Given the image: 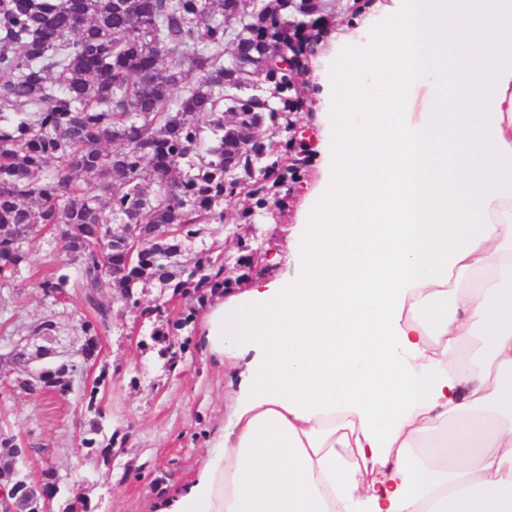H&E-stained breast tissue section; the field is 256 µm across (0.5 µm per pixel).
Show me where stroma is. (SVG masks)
I'll list each match as a JSON object with an SVG mask.
<instances>
[{"mask_svg":"<svg viewBox=\"0 0 512 512\" xmlns=\"http://www.w3.org/2000/svg\"><path fill=\"white\" fill-rule=\"evenodd\" d=\"M320 176L318 159H310L298 175L295 193L254 216L257 244L269 252L277 275L293 272L284 260L288 231ZM29 249L32 269L0 288V347L19 327L51 314L69 350H76L81 344L79 302L56 306L35 288L47 258L65 260L64 242L46 233L33 239ZM149 333V324L131 312L99 330L100 358L87 377L108 372L101 394L108 429L126 436L104 459H87L80 448L86 417L79 392L63 398L23 393L13 387L16 372L0 364V430L29 447L26 469L32 480L53 466L60 483L55 512L82 501L92 512H155L156 500L171 483L193 476L208 453L209 439L223 427L233 391L230 370L193 345L176 370H167L157 347L146 342Z\"/></svg>","mask_w":512,"mask_h":512,"instance_id":"obj_1","label":"stroma"}]
</instances>
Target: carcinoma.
<instances>
[{"label": "carcinoma", "instance_id": "carcinoma-1", "mask_svg": "<svg viewBox=\"0 0 512 512\" xmlns=\"http://www.w3.org/2000/svg\"><path fill=\"white\" fill-rule=\"evenodd\" d=\"M304 2L0 0V287L32 267L30 241L57 230L67 259L49 263L37 287L54 304L80 296L90 355L99 327L136 311L151 323L160 358L176 367L190 339L170 337L246 278L224 272V243L206 241L207 226L241 196L253 206L237 221L251 224L297 182L299 170L283 161L300 95L279 59ZM326 33L319 25L301 53L314 55ZM271 128L279 139L267 136ZM110 142L121 148L106 150ZM155 282L170 299L141 306ZM188 298L171 316L172 303ZM86 373L60 362L16 383L65 397ZM106 380L103 371L83 387L92 418L81 446L90 458L115 445L98 398ZM18 447L0 431V476Z\"/></svg>", "mask_w": 512, "mask_h": 512}]
</instances>
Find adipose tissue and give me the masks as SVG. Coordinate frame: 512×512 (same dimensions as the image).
Here are the masks:
<instances>
[{
    "mask_svg": "<svg viewBox=\"0 0 512 512\" xmlns=\"http://www.w3.org/2000/svg\"><path fill=\"white\" fill-rule=\"evenodd\" d=\"M364 27L314 70L292 274L205 310L234 403L156 512H512V0H393Z\"/></svg>",
    "mask_w": 512,
    "mask_h": 512,
    "instance_id": "obj_1",
    "label": "adipose tissue"
}]
</instances>
